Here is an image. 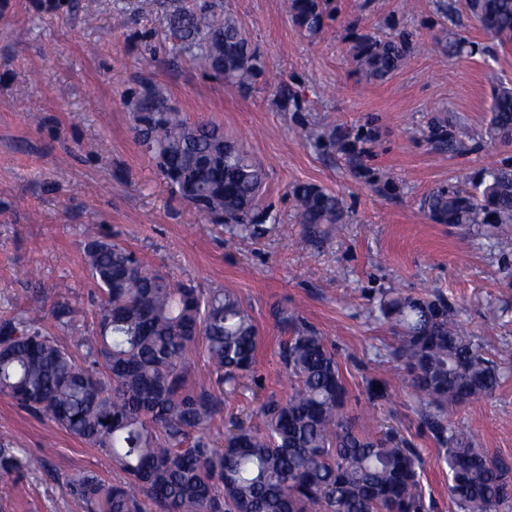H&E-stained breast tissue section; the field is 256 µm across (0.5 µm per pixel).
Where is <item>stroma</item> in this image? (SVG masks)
<instances>
[{
	"label": "stroma",
	"instance_id": "stroma-1",
	"mask_svg": "<svg viewBox=\"0 0 512 512\" xmlns=\"http://www.w3.org/2000/svg\"><path fill=\"white\" fill-rule=\"evenodd\" d=\"M236 17L262 61L241 88L180 51L176 10ZM324 35L303 36L284 0H0V319L23 316L62 341L91 329L98 294L83 261L96 227L150 268L250 307L262 393L285 394L273 311L299 309L336 347L347 413L367 433L395 428L425 461L433 512H456L448 466L387 356L397 337L376 320L396 289L460 309L488 356L512 370V243L435 223L424 201L512 168V143L486 129L495 89L512 88V40L486 33L463 0H327ZM406 47L382 82L353 58L364 37ZM157 89L188 121L222 125L268 170L263 202L276 223L231 239L174 196L131 133L125 102ZM311 183L339 200L338 223L306 232L290 199ZM73 326L52 316L60 299ZM388 397L370 400L368 378ZM477 447L512 465V373L491 398L450 409ZM0 436L31 459L0 483V512H84L59 481L121 475L109 458L0 396Z\"/></svg>",
	"mask_w": 512,
	"mask_h": 512
}]
</instances>
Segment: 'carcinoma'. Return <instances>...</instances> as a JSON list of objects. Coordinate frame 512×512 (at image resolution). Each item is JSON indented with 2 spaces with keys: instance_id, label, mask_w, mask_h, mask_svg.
Listing matches in <instances>:
<instances>
[{
  "instance_id": "cac0c4a2",
  "label": "carcinoma",
  "mask_w": 512,
  "mask_h": 512,
  "mask_svg": "<svg viewBox=\"0 0 512 512\" xmlns=\"http://www.w3.org/2000/svg\"><path fill=\"white\" fill-rule=\"evenodd\" d=\"M464 7L485 31L512 38V0H464ZM286 9L307 36L323 33L324 0H286ZM168 23L179 49L197 50L224 81L247 87L261 72L233 16L177 10ZM404 55L403 45L371 38L353 53L375 81L388 79ZM126 106L135 141L179 199L231 225L235 237H257L275 223L262 204L265 166L223 127L188 123L155 90ZM487 135L512 140V89L495 91ZM291 194L308 232L339 221L333 194L307 183ZM425 206L438 224L509 227L512 169L486 170L472 190L439 188ZM83 261L101 293L96 327L64 346L31 319H1L0 395L100 450L122 472L123 483L93 471L66 480L65 491L86 512H145L140 495L154 512H430L420 456L402 438L355 427L336 353L297 311L274 313L285 334L288 394H270L254 410L258 423L247 424L224 413V396L251 389L256 377L259 330L235 293L173 281L93 232ZM379 312L397 328L391 356L448 465L456 512H512V468L448 421V407L493 396L504 372L440 299L392 292ZM74 315L65 300L53 311L66 327ZM200 346L208 370L190 384ZM219 427L222 448L213 434ZM26 465L13 442L1 439L0 482Z\"/></svg>"
}]
</instances>
